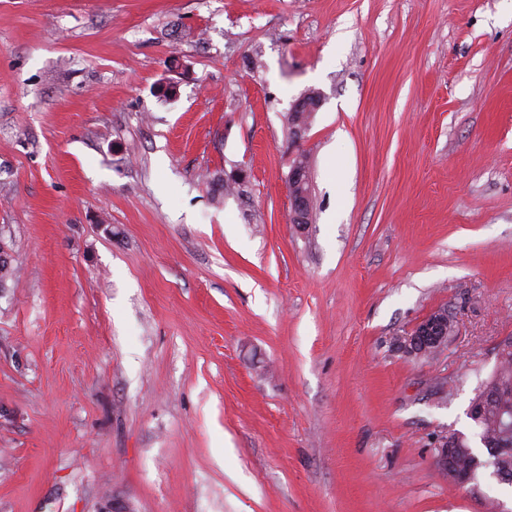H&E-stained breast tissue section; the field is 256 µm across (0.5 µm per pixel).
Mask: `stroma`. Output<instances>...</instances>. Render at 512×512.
<instances>
[{"label":"stroma","instance_id":"35a3bbf8","mask_svg":"<svg viewBox=\"0 0 512 512\" xmlns=\"http://www.w3.org/2000/svg\"><path fill=\"white\" fill-rule=\"evenodd\" d=\"M0 249V512H512V0H0ZM306 170L296 165L288 174L289 201L291 208V223L303 226L309 223L312 210L310 189H304L307 180ZM453 320L445 309H436L421 321L399 344L411 355H432L447 342ZM479 415L476 419L473 413ZM468 418L474 424L476 435L483 448L498 456L507 451V456L495 457L489 464L496 470L492 476L500 483H510L512 475V341L511 349L503 350L491 375L475 390L468 410ZM463 436V448H471V453L463 454L457 457V462L461 464L464 468L472 467V465L475 462V459L478 460V464L473 470H461L458 466H456L454 463H452V456L454 454L453 446L451 445V442L454 440L455 435L445 436L439 444H438V454L436 458L437 464L444 470L446 475L448 476V480L461 485L465 486L469 483H471L473 479V472H476L480 468H485L487 461L485 459H481L476 451H474L473 448H475L472 445V442L470 438L464 434L461 433Z\"/></svg>","mask_w":512,"mask_h":512}]
</instances>
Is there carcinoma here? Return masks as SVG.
I'll list each match as a JSON object with an SVG mask.
<instances>
[{"mask_svg":"<svg viewBox=\"0 0 512 512\" xmlns=\"http://www.w3.org/2000/svg\"><path fill=\"white\" fill-rule=\"evenodd\" d=\"M467 415L483 447L493 444L508 452L488 464L473 450L458 456L457 462L465 468L475 464L479 469L489 465L512 471V349L502 352L491 375L475 390Z\"/></svg>","mask_w":512,"mask_h":512,"instance_id":"obj_1","label":"carcinoma"}]
</instances>
